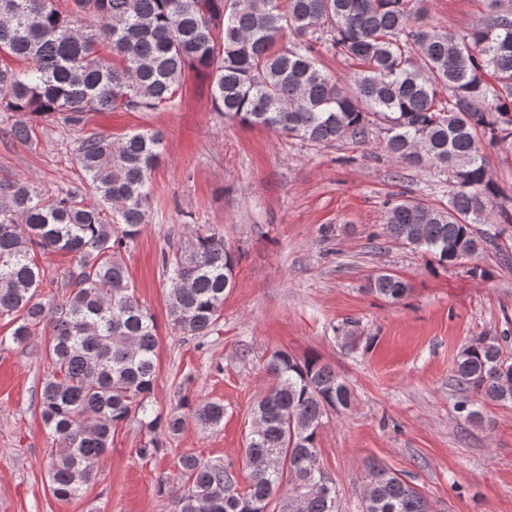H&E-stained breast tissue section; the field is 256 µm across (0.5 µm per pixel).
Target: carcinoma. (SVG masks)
Returning a JSON list of instances; mask_svg holds the SVG:
<instances>
[{"label": "carcinoma", "instance_id": "cac0c4a2", "mask_svg": "<svg viewBox=\"0 0 512 512\" xmlns=\"http://www.w3.org/2000/svg\"><path fill=\"white\" fill-rule=\"evenodd\" d=\"M0 0V112L23 118L13 138L32 137L29 118L62 115L78 125L88 112H155L172 104L186 71H210L216 111L241 125L318 144L361 140L372 125L387 150L410 166L448 170V206L410 199L387 203V235L445 265L470 258L496 235L488 204L503 190L488 171L489 149L512 147V0H486V16L461 32L432 27L426 0ZM359 69L343 80L324 69L316 46ZM164 154L161 132L137 130L114 141L90 134L78 161L86 186L45 198L26 181L0 183V319L18 315L12 341L47 333L52 372L42 382L40 414L51 435L48 478L54 496L73 499L94 474L116 430L138 422L149 434L142 459L178 437L188 418L218 428L224 405L182 395L170 412L152 406L158 327L136 297L121 249L145 224L150 178ZM95 200H87V191ZM38 250L72 265L62 295L38 297ZM238 258L224 235L200 227L166 253L168 317L185 336H205L235 286ZM367 291L393 302L410 284L382 271ZM357 321L338 330L352 346ZM502 336L465 344L456 384L485 401L512 403V354ZM273 384L254 406L259 425L246 439L251 481L237 489L232 467L180 456L184 491L177 512H339L336 488L317 438L324 421L353 404L330 365L270 353ZM362 512H432L413 486L367 465Z\"/></svg>", "mask_w": 512, "mask_h": 512}]
</instances>
